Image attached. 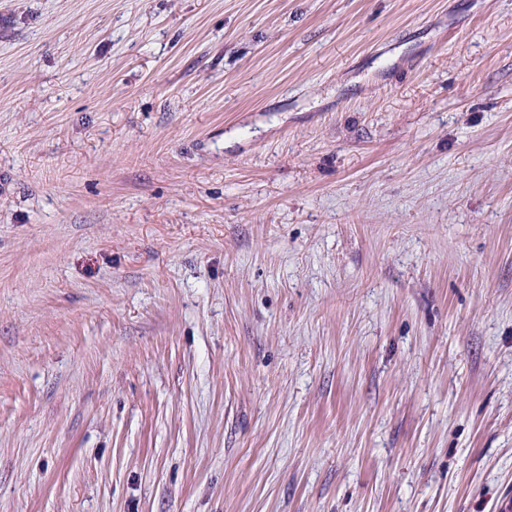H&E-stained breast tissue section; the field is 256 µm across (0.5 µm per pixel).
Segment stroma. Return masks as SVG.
Here are the masks:
<instances>
[{"instance_id":"stroma-1","label":"stroma","mask_w":512,"mask_h":512,"mask_svg":"<svg viewBox=\"0 0 512 512\" xmlns=\"http://www.w3.org/2000/svg\"><path fill=\"white\" fill-rule=\"evenodd\" d=\"M0 512H512V0H0Z\"/></svg>"}]
</instances>
